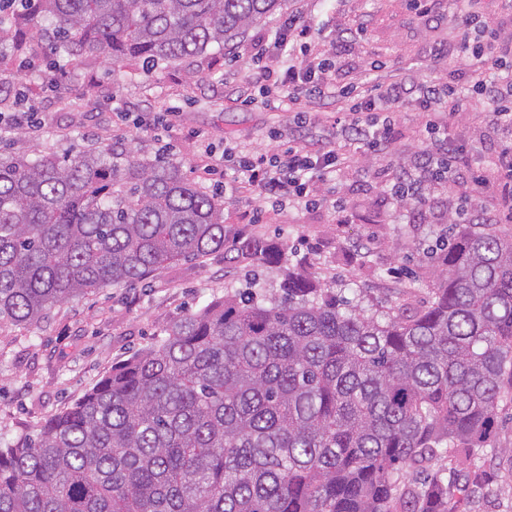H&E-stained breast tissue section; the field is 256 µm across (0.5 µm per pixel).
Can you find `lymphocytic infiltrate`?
Here are the masks:
<instances>
[{
    "label": "lymphocytic infiltrate",
    "instance_id": "1",
    "mask_svg": "<svg viewBox=\"0 0 512 512\" xmlns=\"http://www.w3.org/2000/svg\"><path fill=\"white\" fill-rule=\"evenodd\" d=\"M311 39V29L300 15H288L271 43L260 46L255 53L262 84L257 93L245 97V104L268 107L275 100L299 94L334 98L343 114L347 141L362 145L375 156L387 154L395 140L393 125L378 120V113L414 104L424 117L428 143L414 166L396 178L389 194L397 200L411 198L419 203L425 185L455 187L467 152L466 143L449 133L467 105L455 86L429 76L415 94L408 76L402 75L368 92L355 86L340 88L335 84L330 59L312 58ZM461 77L471 94L483 98L482 124L500 140L493 161L474 183L478 188L491 186L512 197V63L497 58L489 64H472ZM222 159L229 173L224 185L231 191L255 192L284 206L307 207L317 202L313 193L316 183L330 181L356 163L354 153L345 149L309 151L291 145L254 157L243 154L230 142L224 145Z\"/></svg>",
    "mask_w": 512,
    "mask_h": 512
}]
</instances>
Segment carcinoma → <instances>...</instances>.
I'll list each match as a JSON object with an SVG mask.
<instances>
[{
    "mask_svg": "<svg viewBox=\"0 0 512 512\" xmlns=\"http://www.w3.org/2000/svg\"><path fill=\"white\" fill-rule=\"evenodd\" d=\"M288 0H0V34L74 63L146 69L229 47ZM221 252L224 199L180 166L86 148L0 155V323ZM429 305L351 308L312 275L171 319L32 436L0 447V512H453L435 477L496 432L512 390V236L457 225Z\"/></svg>",
    "mask_w": 512,
    "mask_h": 512,
    "instance_id": "carcinoma-1",
    "label": "carcinoma"
}]
</instances>
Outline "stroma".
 Returning a JSON list of instances; mask_svg holds the SVG:
<instances>
[{
  "mask_svg": "<svg viewBox=\"0 0 512 512\" xmlns=\"http://www.w3.org/2000/svg\"><path fill=\"white\" fill-rule=\"evenodd\" d=\"M315 32L320 52L335 56L337 86L364 89L401 72L447 78L449 65L464 64L453 0H434L430 18H420L410 0H291ZM280 15L255 25L228 49L211 47L207 57L152 71L113 67L99 58L84 64L60 59L56 69L23 68L12 40L0 43V65L11 79L0 93L18 95L42 129L0 133V154L37 151L73 155L94 144L164 155L185 176L211 193H223L224 174H205L206 152L222 153L225 142L243 153H270L288 131L311 150L342 145L336 103L307 96L279 109L244 107L237 97L257 77L251 56L276 30ZM346 39L350 48L337 52ZM176 106L167 123L155 113ZM306 115L289 124L291 113ZM396 139L389 154L365 161L321 185L322 204L281 207L255 194L224 202L229 235L284 242L288 263L314 273L338 294L365 308L416 310L431 298L435 282L429 253L448 229L449 214L482 207L500 209L498 193L475 194L471 180L453 190L426 186L432 216L418 221L413 208L393 200L387 187L412 167L427 139L413 107L392 114ZM141 127H134V120ZM344 198V217L332 204ZM264 221L252 223L255 210ZM280 272L246 261L230 263L215 253L200 262L171 265L149 285L104 288L51 309L38 326L0 327V441H14L36 422L57 412L92 387L112 365L126 360L184 310H196L225 292L254 281L258 298L278 296ZM499 430L466 469L444 456L435 461L443 484L459 488L457 512H512V391L499 410Z\"/></svg>",
  "mask_w": 512,
  "mask_h": 512,
  "instance_id": "1",
  "label": "stroma"
}]
</instances>
